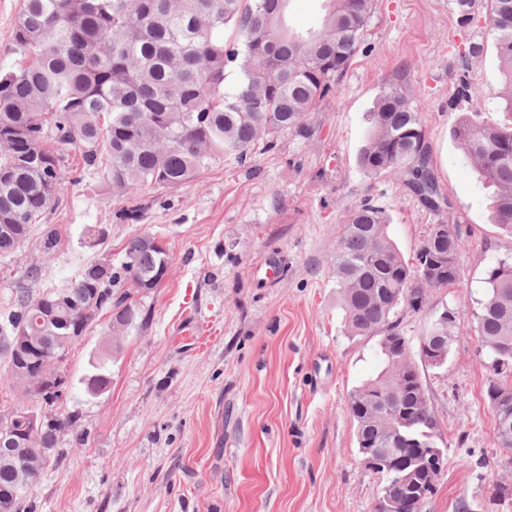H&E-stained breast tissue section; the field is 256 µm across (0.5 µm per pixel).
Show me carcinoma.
I'll list each match as a JSON object with an SVG mask.
<instances>
[{
    "instance_id": "cac0c4a2",
    "label": "carcinoma",
    "mask_w": 512,
    "mask_h": 512,
    "mask_svg": "<svg viewBox=\"0 0 512 512\" xmlns=\"http://www.w3.org/2000/svg\"><path fill=\"white\" fill-rule=\"evenodd\" d=\"M290 0H22L13 35L15 66L0 70V216L15 224L16 242L60 200L67 184L64 147L79 149L87 170H99L117 196L146 187L177 189L210 166L244 165L257 150L271 151L279 136L302 135L307 119L360 51L374 0H323L318 24L297 30L288 22ZM504 87L503 119L480 122L464 114L450 129L479 181L491 193L492 221L512 236V0H488ZM236 74L231 91L225 82ZM421 107L397 85H386L366 113V136L357 166L366 175L393 176L431 211L449 203L435 174ZM385 207L367 199L336 237L338 302L349 335L379 337L382 370L349 394L358 450L385 448L390 436L443 440L413 361L418 338L400 330L406 313L420 314V334L441 337L445 354L464 326L456 313L433 314L429 292L455 284L469 232L460 220L433 224L405 260L388 235ZM171 256L163 243L130 238L117 264L94 256L67 284L38 295L16 289L9 312L0 314V336L24 322L36 337V356L58 349L53 333L78 335L76 308L43 305L58 295L79 304L96 302L126 331L147 315L132 301ZM474 314L477 350L491 376L486 402L496 424L495 445L512 461V256L490 264ZM44 414L36 429L44 448L74 424L56 411L61 394L33 378L23 386ZM24 459L0 465V490L13 488ZM371 472L380 494L394 500L417 496L429 479L405 478L382 464ZM512 504V485L489 497V512Z\"/></svg>"
}]
</instances>
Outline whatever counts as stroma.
I'll list each match as a JSON object with an SVG mask.
<instances>
[{
	"instance_id": "35a3bbf8",
	"label": "stroma",
	"mask_w": 512,
	"mask_h": 512,
	"mask_svg": "<svg viewBox=\"0 0 512 512\" xmlns=\"http://www.w3.org/2000/svg\"><path fill=\"white\" fill-rule=\"evenodd\" d=\"M463 80L472 92L461 99ZM388 84L423 108L451 201L443 211L357 167L365 114ZM502 85L484 0H472L466 18L456 0H375L359 54L310 114L306 136L281 135L251 164H215L176 190L146 188L153 204L140 223L118 218L124 200L69 150L83 179L0 257V313L18 286H61L93 253L120 260L138 234L159 235L172 261L161 285L137 297L143 327L117 338L101 317L65 360L60 410L77 423L31 492L35 512H374L379 480L359 460L348 395L378 373V339L345 333L333 247L368 198L387 209L389 235L408 259L431 225L461 219L470 230L461 279L431 291L428 304L471 325L483 272L512 254V237L492 223L487 192L449 130L464 112L501 120ZM94 224L104 235L92 250L85 230ZM48 225L57 232L49 256ZM183 318L206 327L207 352L181 341ZM115 340L111 383L87 396L88 360ZM476 349L467 335L444 367L420 369L448 459L426 512H486L493 486L512 484V468L493 462L490 372Z\"/></svg>"
}]
</instances>
